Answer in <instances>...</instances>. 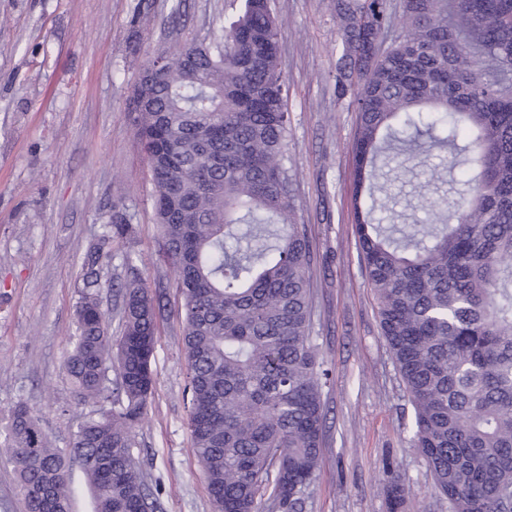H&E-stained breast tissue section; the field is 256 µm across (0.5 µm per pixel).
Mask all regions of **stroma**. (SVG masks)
<instances>
[{"mask_svg": "<svg viewBox=\"0 0 512 512\" xmlns=\"http://www.w3.org/2000/svg\"><path fill=\"white\" fill-rule=\"evenodd\" d=\"M289 87L286 154L295 221L311 245L312 334L329 371L322 460L305 512H448L410 442L412 407L385 345L355 237L352 155L358 114L337 88L343 53L333 0H272ZM240 0H0V421L27 404L60 447L88 413L64 367L76 333L90 242L110 224L112 258L97 294L112 334L115 290L131 271L165 294L156 385L136 430L137 458L159 512H213L188 430L183 317L173 268L158 258L154 188L127 110L148 54L213 43ZM379 216L425 220L424 198L455 196L431 166L389 163ZM132 255L135 267L123 258Z\"/></svg>", "mask_w": 512, "mask_h": 512, "instance_id": "obj_1", "label": "stroma"}]
</instances>
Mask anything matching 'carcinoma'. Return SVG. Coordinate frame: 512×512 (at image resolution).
Listing matches in <instances>:
<instances>
[{
    "mask_svg": "<svg viewBox=\"0 0 512 512\" xmlns=\"http://www.w3.org/2000/svg\"><path fill=\"white\" fill-rule=\"evenodd\" d=\"M336 0L341 73L352 93L356 235L388 347L414 413L412 441L448 512H512V0ZM400 21L392 47L375 33ZM478 58L493 79L468 63ZM142 73L129 101L154 164L162 255L184 311L189 430L215 512H304L324 437L309 284L311 252L293 223L285 146L290 114L279 26L268 0H243L221 43H187ZM448 154L438 180L467 178L454 209L426 225L383 224L374 189L389 152ZM112 230L88 254L65 369L92 407L59 448L25 404L0 447L27 512H71L68 473L85 472L94 512H156L133 455L155 385L156 299L121 285L122 334L98 295ZM115 372L110 378L109 371Z\"/></svg>",
    "mask_w": 512,
    "mask_h": 512,
    "instance_id": "1",
    "label": "carcinoma"
}]
</instances>
